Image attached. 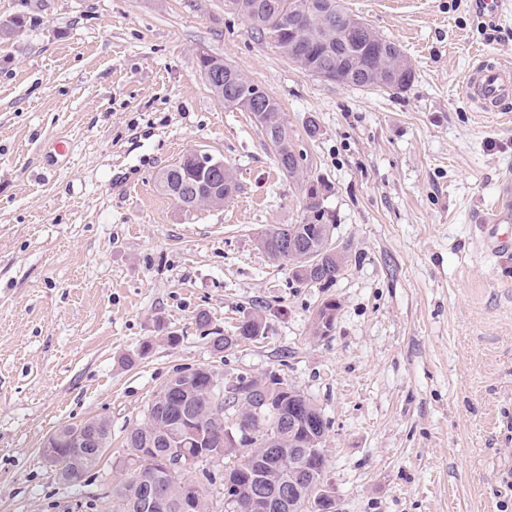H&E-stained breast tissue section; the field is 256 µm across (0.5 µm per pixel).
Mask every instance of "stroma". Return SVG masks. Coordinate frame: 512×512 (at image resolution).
Returning a JSON list of instances; mask_svg holds the SVG:
<instances>
[{"mask_svg":"<svg viewBox=\"0 0 512 512\" xmlns=\"http://www.w3.org/2000/svg\"><path fill=\"white\" fill-rule=\"evenodd\" d=\"M341 3L400 46L406 91L311 75L224 0H0V21H26L0 42V512H117L129 432L204 366L276 374L321 408L339 512H512V255L485 251L478 222L512 168V122L465 93L479 60L512 66V0L494 24L472 0ZM203 53L277 99L329 185L348 256L333 286L294 284L259 248L300 222L304 188L210 90ZM193 150L232 168L229 203L161 191ZM329 299L336 327L313 335ZM254 311L263 338L214 355L211 332ZM91 418L111 443L73 487L42 444Z\"/></svg>","mask_w":512,"mask_h":512,"instance_id":"obj_1","label":"stroma"}]
</instances>
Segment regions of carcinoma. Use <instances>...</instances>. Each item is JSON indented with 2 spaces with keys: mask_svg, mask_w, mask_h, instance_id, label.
<instances>
[{
  "mask_svg": "<svg viewBox=\"0 0 512 512\" xmlns=\"http://www.w3.org/2000/svg\"><path fill=\"white\" fill-rule=\"evenodd\" d=\"M224 10L241 17L259 38L270 41L290 62L322 78L347 86L386 88L403 91L410 87L414 73L399 47L379 35L370 26L353 29V15L340 0H224ZM198 66L211 90L228 107L247 112L275 150L279 168L290 177L304 175L306 156L296 150L288 123L276 99L256 101L252 97L257 84L224 60L209 54L199 56ZM160 188L186 208L202 204L221 205L238 191L237 180L227 166L221 172H202L194 159L182 157L158 176ZM327 185L307 177L305 216L298 224L273 225L259 240L268 257L288 266L292 280L306 286L311 280L322 286L335 283L345 272L344 251L333 246L332 224L323 206ZM265 333L260 315L247 313L236 326L233 336L211 338L215 354L220 355L241 342L255 341ZM273 384L271 397L285 410H298V435L310 437L330 428V421L303 392L283 385L275 374L265 377L239 373L222 384L211 369L195 371L186 386L171 390L165 399L155 394L147 406L144 421L129 434L127 445L135 468L118 484L113 494L122 504L121 512H144L142 490L157 480L167 485L172 499L169 512H183L179 491L187 485L198 497L199 505L211 512L205 495L206 484L213 481L207 465L226 457L238 458L237 485L241 500H246L254 475L261 474L267 490L277 495L285 485L296 481L300 469L309 479H321L326 459L297 454L288 456V422L267 421L262 424L228 396L233 384L247 389L266 382ZM235 409L231 430L233 440H225L224 410ZM197 458L185 470L161 472L155 478L157 460L166 458L173 449ZM146 450V456L138 452Z\"/></svg>",
  "mask_w": 512,
  "mask_h": 512,
  "instance_id": "cac0c4a2",
  "label": "carcinoma"
}]
</instances>
